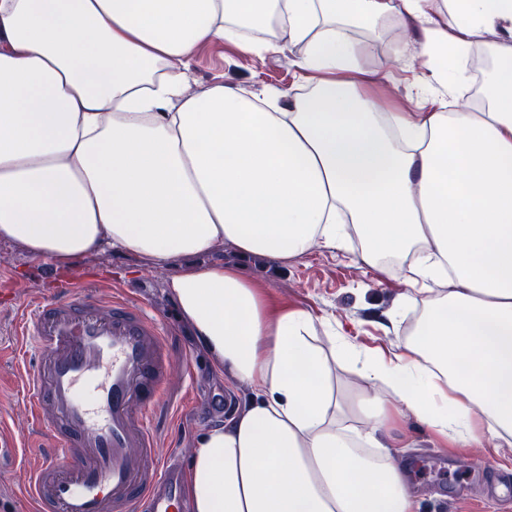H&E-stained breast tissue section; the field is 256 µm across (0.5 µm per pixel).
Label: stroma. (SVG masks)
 Here are the masks:
<instances>
[{"label": "stroma", "mask_w": 512, "mask_h": 512, "mask_svg": "<svg viewBox=\"0 0 512 512\" xmlns=\"http://www.w3.org/2000/svg\"><path fill=\"white\" fill-rule=\"evenodd\" d=\"M352 36L360 47L362 69L393 72L390 80L366 86V93L385 109L415 111L424 107L416 86L406 81L393 61L395 44L413 41L414 26L386 22L373 30H354ZM297 52L284 38L278 39L274 50L259 55L212 41L196 54L192 89L203 92L219 83L237 92L299 86L298 73L291 65ZM359 249L356 241L344 251L317 244L304 256L290 260L287 267L278 268L257 258L238 259L233 246L220 243L199 263L239 262L273 302L342 324L359 344L386 346L404 341L414 324L415 311H405L399 328L387 331L383 324L407 287L397 279H379L372 268L356 260ZM45 266L44 260L32 257L21 246L0 241V421L23 440L21 457L25 460L34 453V430L15 358L21 340L14 332V319L20 301L51 295L54 282L44 277ZM87 272L103 290L126 288L137 293L154 315L169 324L167 344L173 373L167 395L152 412L151 421L162 448L177 449L180 463H188L199 434L224 421L222 399L228 397L233 405H240L249 387L224 377L180 319L166 288L171 267L108 249L56 270L58 277L77 282ZM402 423L413 443L397 454L395 461L409 469L408 489L417 499L418 512H512L503 505L494 485L495 473H512V447L497 448L487 440L468 448H440L413 416L403 415Z\"/></svg>", "instance_id": "1"}]
</instances>
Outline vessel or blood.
<instances>
[{
  "mask_svg": "<svg viewBox=\"0 0 512 512\" xmlns=\"http://www.w3.org/2000/svg\"><path fill=\"white\" fill-rule=\"evenodd\" d=\"M18 329L36 346L22 370L28 408L49 432L23 466L33 512H180L183 467L149 425L171 369L165 323L126 290L71 281L53 300L22 305ZM18 458L0 425V469Z\"/></svg>",
  "mask_w": 512,
  "mask_h": 512,
  "instance_id": "b4317fda",
  "label": "vessel or blood"
}]
</instances>
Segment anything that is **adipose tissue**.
Here are the masks:
<instances>
[{
  "label": "adipose tissue",
  "instance_id": "ef3b65f1",
  "mask_svg": "<svg viewBox=\"0 0 512 512\" xmlns=\"http://www.w3.org/2000/svg\"><path fill=\"white\" fill-rule=\"evenodd\" d=\"M414 23L394 55L430 108L364 93L356 27ZM299 47L305 92L198 93L214 40ZM490 46L467 97L474 38ZM422 296L406 340L369 348L277 307L231 266L167 285L199 345L251 394L189 457V512H415L392 449L413 415L463 448L512 447V0H0V239L65 266L118 249L154 264L221 242L284 264L317 243ZM345 363L381 392L346 394Z\"/></svg>",
  "mask_w": 512,
  "mask_h": 512
}]
</instances>
